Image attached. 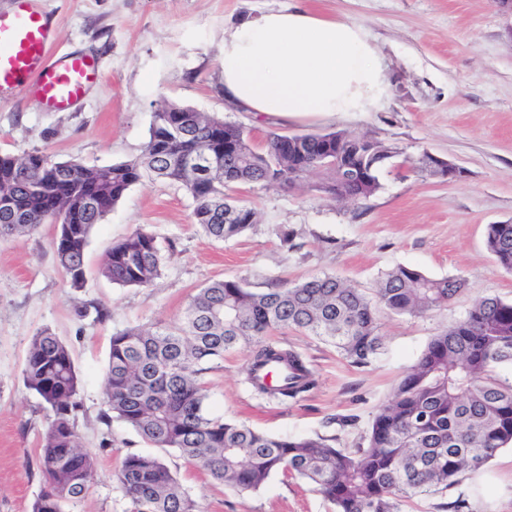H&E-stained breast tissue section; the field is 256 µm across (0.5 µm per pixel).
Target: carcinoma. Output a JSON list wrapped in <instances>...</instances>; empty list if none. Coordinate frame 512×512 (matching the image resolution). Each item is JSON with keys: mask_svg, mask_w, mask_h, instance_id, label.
Masks as SVG:
<instances>
[{"mask_svg": "<svg viewBox=\"0 0 512 512\" xmlns=\"http://www.w3.org/2000/svg\"><path fill=\"white\" fill-rule=\"evenodd\" d=\"M368 143L366 149L357 136L336 131L271 133L257 150L244 127L171 103L154 113L141 154L124 162L86 166L38 152L1 153L0 193L10 195L14 207L0 211V240L58 224L57 262L70 286L81 288L94 226L143 179L180 184L194 202V223L225 241L256 220L253 209L231 201L229 191L238 186L296 184L321 172L319 189L333 200L377 193L383 157L397 147ZM191 157L212 159L210 173L187 169ZM485 244L512 272V224L487 225ZM162 268L157 237L138 229L112 247L101 274L118 286L147 287ZM464 286L461 278H432L404 265L367 290L332 274L265 290L244 279L214 281L198 290L178 323L112 335L104 417L113 415L154 446L201 463L212 480L241 492L256 491L281 472L307 480L336 512H404L407 501L459 485L512 444V379L501 375L512 368V302L478 298L463 319L432 336L355 448H336L320 437H276L214 417L199 374L202 365L246 345L245 383L261 395L295 399L315 380L298 352L266 341L269 330L305 331L364 365L382 346L380 312L422 317L448 305ZM264 369L278 373L277 384L263 381ZM23 378L51 417L39 459L48 489L31 512H64L87 492L94 464L74 431L82 408L79 376L68 347L49 329L31 336ZM118 479L129 512H198L156 455H128Z\"/></svg>", "mask_w": 512, "mask_h": 512, "instance_id": "carcinoma-1", "label": "carcinoma"}]
</instances>
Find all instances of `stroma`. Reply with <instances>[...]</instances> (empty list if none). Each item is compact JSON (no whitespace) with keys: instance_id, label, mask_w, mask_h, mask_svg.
<instances>
[{"instance_id":"1","label":"stroma","mask_w":512,"mask_h":512,"mask_svg":"<svg viewBox=\"0 0 512 512\" xmlns=\"http://www.w3.org/2000/svg\"><path fill=\"white\" fill-rule=\"evenodd\" d=\"M291 2L38 0L52 22V54L95 56L101 78L66 112L42 111L22 90L5 93L0 152H38L88 166L119 163L140 153L155 112L179 103L241 125L260 143L272 131H344L394 145L400 154L381 174V189L366 199L330 200L318 189V173L293 186L236 190L256 221L224 242L194 224L193 200L179 184L140 182L93 229L80 289L57 265L56 225L0 241V512H31L47 487L39 467L47 411L23 382L36 330L50 329L71 352L82 400L74 430L95 459L93 483L65 512H128L117 474L130 453L162 457L201 512H335L294 476L273 475L254 492L215 484L201 464L105 419L112 334L177 323L198 289L218 279L245 278L261 289L330 273L370 288L399 264L434 278L462 277L464 290L446 308L425 317L381 313L383 346L366 365L300 331H271V340L300 352L314 373L315 388L299 400L254 395L242 382L244 347L201 376L214 416L282 438L322 436L350 448L431 336L462 319L477 297L512 302V272L484 242L486 225L512 224V12L497 0H308L318 13L365 31L391 78L389 98L378 112L259 122L224 99V30ZM425 152L456 164L461 177L417 173L413 163ZM140 226L157 237L163 273L143 288L114 285L101 275L102 263ZM285 228L296 232L290 249L279 236ZM88 302L105 308L107 317H79L78 307ZM460 496L464 512H512V446L460 487L413 499L406 512H452Z\"/></svg>"}]
</instances>
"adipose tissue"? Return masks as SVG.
Returning <instances> with one entry per match:
<instances>
[{"label":"adipose tissue","instance_id":"adipose-tissue-1","mask_svg":"<svg viewBox=\"0 0 512 512\" xmlns=\"http://www.w3.org/2000/svg\"><path fill=\"white\" fill-rule=\"evenodd\" d=\"M221 68L225 99L268 119L375 112L389 89L361 27L300 2L226 29Z\"/></svg>","mask_w":512,"mask_h":512}]
</instances>
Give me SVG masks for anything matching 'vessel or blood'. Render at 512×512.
I'll return each mask as SVG.
<instances>
[{
    "instance_id": "obj_1",
    "label": "vessel or blood",
    "mask_w": 512,
    "mask_h": 512,
    "mask_svg": "<svg viewBox=\"0 0 512 512\" xmlns=\"http://www.w3.org/2000/svg\"><path fill=\"white\" fill-rule=\"evenodd\" d=\"M49 18L35 0H14L0 11V91L24 89L47 112H64L81 102L99 81L97 62L83 54L49 56Z\"/></svg>"
}]
</instances>
